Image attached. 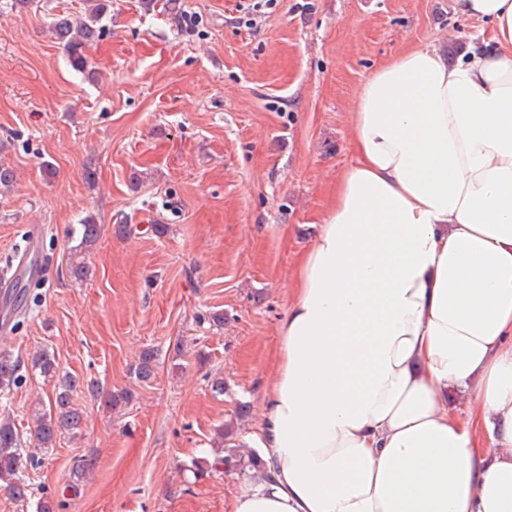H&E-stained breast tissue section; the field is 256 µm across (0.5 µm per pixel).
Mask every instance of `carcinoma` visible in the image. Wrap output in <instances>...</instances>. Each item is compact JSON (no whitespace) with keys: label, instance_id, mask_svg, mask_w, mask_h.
<instances>
[{"label":"carcinoma","instance_id":"obj_1","mask_svg":"<svg viewBox=\"0 0 512 512\" xmlns=\"http://www.w3.org/2000/svg\"><path fill=\"white\" fill-rule=\"evenodd\" d=\"M94 5L88 7L81 17L68 12L55 14L51 17L48 30L53 42L62 46L71 65L78 71H85L92 67L84 48L99 40L104 32L102 24L109 8L108 0H93ZM72 234L78 236L79 243L74 246V261L71 265V274L76 278H82L87 274L85 262L79 260V256L90 251L96 246L101 226L95 223L91 217L73 228ZM26 363L15 357L7 349L0 350V489L6 490L17 502L27 503L31 500L33 490L29 477L25 473L27 465L41 463L42 457L22 446L20 435L15 427L10 414V393L22 379V368ZM31 370L40 375L56 381L55 392L49 403L42 404L33 410V432L36 448L40 452L47 453L57 446L61 437L70 434L77 435L84 425V413L77 407L74 395L82 386L94 390V382L83 384L79 379L60 374L55 354L49 349H38L29 357ZM157 368L156 355L153 350H145L135 365L133 373L139 381L150 380ZM227 446L223 452L213 457L196 458L192 460L188 471L194 477H199L209 472H221L226 475H237L245 478L254 477V472L260 467L261 461L258 455L239 449L234 443L232 431H225Z\"/></svg>","mask_w":512,"mask_h":512}]
</instances>
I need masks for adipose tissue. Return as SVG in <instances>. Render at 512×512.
Here are the masks:
<instances>
[{"label": "adipose tissue", "mask_w": 512, "mask_h": 512, "mask_svg": "<svg viewBox=\"0 0 512 512\" xmlns=\"http://www.w3.org/2000/svg\"><path fill=\"white\" fill-rule=\"evenodd\" d=\"M453 9L362 86L230 512H512V0Z\"/></svg>", "instance_id": "ef3b65f1"}]
</instances>
